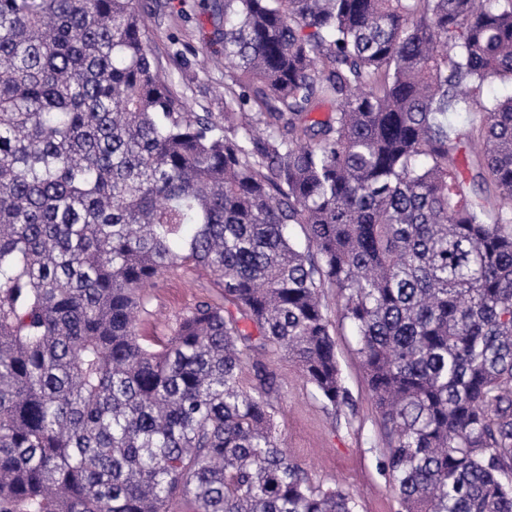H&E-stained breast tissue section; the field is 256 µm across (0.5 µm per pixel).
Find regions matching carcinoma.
Listing matches in <instances>:
<instances>
[{
    "label": "carcinoma",
    "mask_w": 512,
    "mask_h": 512,
    "mask_svg": "<svg viewBox=\"0 0 512 512\" xmlns=\"http://www.w3.org/2000/svg\"><path fill=\"white\" fill-rule=\"evenodd\" d=\"M219 24L216 115L140 0H0V512H357L281 448L263 360L347 403L326 285L401 512H512V95L484 98L512 0H224ZM190 265L236 310L200 301L156 348L147 288Z\"/></svg>",
    "instance_id": "1"
}]
</instances>
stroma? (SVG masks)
<instances>
[{"mask_svg":"<svg viewBox=\"0 0 512 512\" xmlns=\"http://www.w3.org/2000/svg\"><path fill=\"white\" fill-rule=\"evenodd\" d=\"M148 2L154 12L150 41L156 56L178 81L182 60L209 54L212 64L197 73L186 94L195 111L222 112V44L203 0ZM178 50L183 53L179 59L174 56ZM321 294L350 403L338 409L325 405L288 354H269L267 362L279 380L273 400L279 441L315 484H337L349 492L358 504L357 512H400L399 500L383 470L387 438L356 352V334L337 310L334 289L322 288ZM202 299L224 300L223 288L204 269L184 267L162 275L151 288L150 313L138 325L140 336L153 343L166 341L179 317Z\"/></svg>","mask_w":512,"mask_h":512,"instance_id":"35a3bbf8","label":"stroma"}]
</instances>
